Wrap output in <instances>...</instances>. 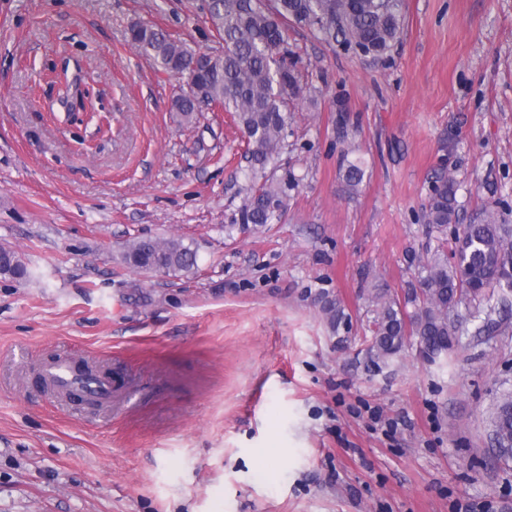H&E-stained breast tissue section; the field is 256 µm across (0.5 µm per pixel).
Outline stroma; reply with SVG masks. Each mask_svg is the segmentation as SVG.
Masks as SVG:
<instances>
[{"label":"stroma","mask_w":512,"mask_h":512,"mask_svg":"<svg viewBox=\"0 0 512 512\" xmlns=\"http://www.w3.org/2000/svg\"><path fill=\"white\" fill-rule=\"evenodd\" d=\"M204 5L0 0V246L29 271L0 277V512H512L491 425L512 303L501 327L463 321L446 356L368 352L372 295L420 278L440 169L466 211L498 200L512 223V0H400L376 61L292 31L309 92L277 173L299 184L263 227L236 221L231 115L173 112L186 77L129 39L141 22L221 51ZM65 62L92 86L88 124L56 101ZM136 239L181 240L197 265L132 269ZM58 356L107 369L111 399L47 387Z\"/></svg>","instance_id":"obj_1"}]
</instances>
